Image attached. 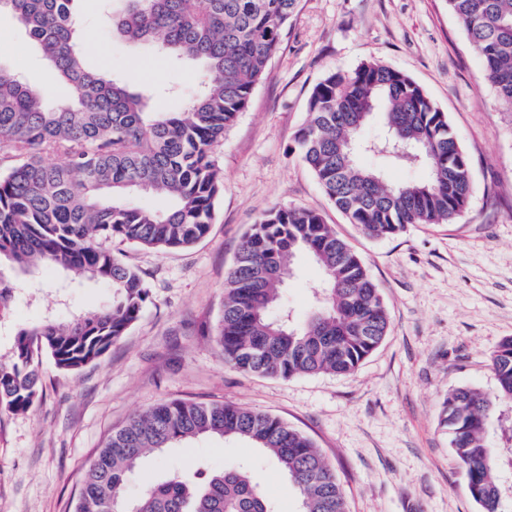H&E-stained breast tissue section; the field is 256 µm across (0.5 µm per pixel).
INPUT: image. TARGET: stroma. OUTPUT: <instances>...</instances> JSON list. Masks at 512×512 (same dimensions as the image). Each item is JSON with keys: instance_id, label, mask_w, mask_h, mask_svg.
Listing matches in <instances>:
<instances>
[{"instance_id": "obj_1", "label": "stroma", "mask_w": 512, "mask_h": 512, "mask_svg": "<svg viewBox=\"0 0 512 512\" xmlns=\"http://www.w3.org/2000/svg\"><path fill=\"white\" fill-rule=\"evenodd\" d=\"M124 0H77L88 67L127 84L154 112H180L203 69L112 33ZM377 60L410 75L444 112L470 156L468 208L452 224H412L365 237L328 201L294 152L312 88L329 72ZM0 66L43 89V54L0 12ZM224 191L206 238L161 253L113 241L150 290L139 319L110 351L77 373L41 358L39 399L0 409V512H74L89 463L113 430L172 399L233 403L276 415L309 436L332 464L350 512H480L441 424L449 391L497 386L491 354L512 336V118L446 0H299L282 45L249 105L214 149ZM317 211L363 260L389 316V332L352 374L287 380L225 363L216 341L227 272L252 224L272 208ZM319 268L297 259L283 301L299 319L312 307ZM78 276L22 282L0 310V362L18 329L65 320L110 301ZM247 466L275 512L299 499L277 465L249 444L200 437L148 455L125 483L141 497L150 479Z\"/></svg>"}]
</instances>
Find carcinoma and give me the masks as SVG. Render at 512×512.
<instances>
[{
	"label": "carcinoma",
	"mask_w": 512,
	"mask_h": 512,
	"mask_svg": "<svg viewBox=\"0 0 512 512\" xmlns=\"http://www.w3.org/2000/svg\"><path fill=\"white\" fill-rule=\"evenodd\" d=\"M76 0H0L38 44L70 91L45 104L18 74L0 67V260L26 274L70 271L112 289L107 305L68 320L19 329L0 363V408L29 411L38 399V355L76 373L119 341L149 299L138 270L108 247L114 240L158 252L189 249L209 233L224 178L213 152L248 107L280 48L298 0H125L112 18L122 38L167 57L204 65L199 93L183 112H149L143 98L88 69L72 9ZM512 113V0H446ZM309 120L294 150L329 200L372 238L410 224H451L472 192L469 156L454 128L409 75L379 61L328 73L311 90ZM60 161L48 164L43 156ZM388 167L424 168L422 180L387 182ZM134 192L163 194V210L130 204ZM298 256L313 259L322 282L313 309L296 320L280 289ZM389 319L361 258L322 217L277 207L252 225L227 272L217 343L236 368L288 379L349 374L383 342ZM497 390L448 392L442 423L452 455L483 512H512L496 473L512 468V448L490 432L499 406L512 405V337L491 354ZM245 441L268 455L299 492L298 512H347L332 465L313 441L269 413L221 403L171 400L112 432L88 466L75 512H273L243 468L173 473L124 497L128 474L151 452L199 435Z\"/></svg>",
	"instance_id": "cac0c4a2"
}]
</instances>
